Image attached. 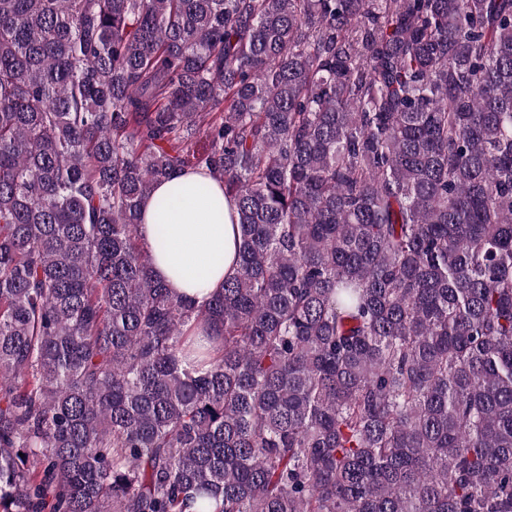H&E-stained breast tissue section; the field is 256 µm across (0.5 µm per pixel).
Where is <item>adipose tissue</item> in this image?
Masks as SVG:
<instances>
[{
	"mask_svg": "<svg viewBox=\"0 0 512 512\" xmlns=\"http://www.w3.org/2000/svg\"><path fill=\"white\" fill-rule=\"evenodd\" d=\"M170 205L158 210L156 199ZM232 201L224 187L202 170H189L155 186L142 204L139 235L153 242L158 228H165L168 248L154 253L152 270L175 292L209 300L226 276L235 270L238 227L231 221Z\"/></svg>",
	"mask_w": 512,
	"mask_h": 512,
	"instance_id": "adipose-tissue-1",
	"label": "adipose tissue"
}]
</instances>
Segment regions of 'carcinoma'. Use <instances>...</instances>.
Here are the masks:
<instances>
[{
  "instance_id": "1",
  "label": "carcinoma",
  "mask_w": 512,
  "mask_h": 512,
  "mask_svg": "<svg viewBox=\"0 0 512 512\" xmlns=\"http://www.w3.org/2000/svg\"><path fill=\"white\" fill-rule=\"evenodd\" d=\"M0 512H512V0H0ZM170 198L158 210V198ZM235 205L224 198V187L202 170H188L155 186L142 204L140 237L152 245L159 226L166 229L168 248L155 252L153 274L179 294L199 303L218 291L235 271L238 225Z\"/></svg>"
}]
</instances>
